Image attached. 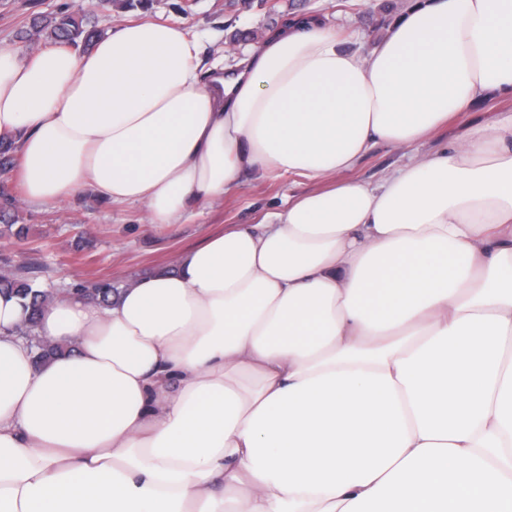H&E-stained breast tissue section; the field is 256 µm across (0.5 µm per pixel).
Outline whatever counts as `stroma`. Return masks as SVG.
<instances>
[{
	"label": "stroma",
	"mask_w": 512,
	"mask_h": 512,
	"mask_svg": "<svg viewBox=\"0 0 512 512\" xmlns=\"http://www.w3.org/2000/svg\"><path fill=\"white\" fill-rule=\"evenodd\" d=\"M407 0H153L146 9H129L124 0H0V42L20 54L31 51L19 31L36 15L54 16L66 9L87 15L101 31L119 21L156 20L188 28L200 41V67L219 73L234 67L291 14L312 13L339 29L356 31L348 48L369 52L387 34ZM512 100L477 104L451 120L447 130L417 146L418 153L437 150L446 139L463 135L492 112H511ZM406 156L384 144L373 146L351 170L352 178L377 183L403 166ZM310 184L294 175L270 171L243 176L222 200L196 208L181 224H150L140 206H115L90 190L37 211L19 204L17 225L24 237L0 235V266L27 268L37 285L65 293L100 279L124 283L171 264L174 256L209 235L236 224L256 223L260 216L287 207Z\"/></svg>",
	"instance_id": "1"
}]
</instances>
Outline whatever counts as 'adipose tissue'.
<instances>
[{
  "instance_id": "obj_1",
  "label": "adipose tissue",
  "mask_w": 512,
  "mask_h": 512,
  "mask_svg": "<svg viewBox=\"0 0 512 512\" xmlns=\"http://www.w3.org/2000/svg\"><path fill=\"white\" fill-rule=\"evenodd\" d=\"M296 15L201 73L179 24L0 45L25 203L178 224L242 175L312 188L121 285L0 292V512H512V0H411L370 53ZM377 143L408 161L348 175ZM55 352L37 359L36 341ZM511 111L512 101L506 97L478 103L471 112H463L453 118L448 125V130L446 129L438 136L426 139L418 144L417 152L419 154L434 152L447 140V138L462 136L471 126L484 121L489 116V113L487 112Z\"/></svg>"
}]
</instances>
